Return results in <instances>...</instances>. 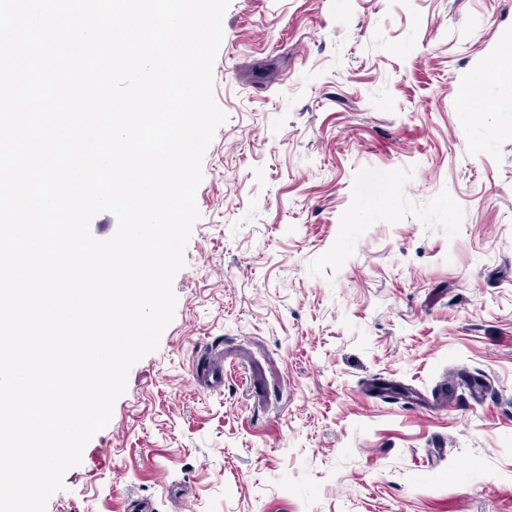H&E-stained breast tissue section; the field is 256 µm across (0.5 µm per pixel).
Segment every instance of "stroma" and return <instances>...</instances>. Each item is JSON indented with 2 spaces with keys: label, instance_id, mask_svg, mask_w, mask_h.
<instances>
[{
  "label": "stroma",
  "instance_id": "stroma-1",
  "mask_svg": "<svg viewBox=\"0 0 512 512\" xmlns=\"http://www.w3.org/2000/svg\"><path fill=\"white\" fill-rule=\"evenodd\" d=\"M223 29L173 320L45 512H512V0Z\"/></svg>",
  "mask_w": 512,
  "mask_h": 512
}]
</instances>
